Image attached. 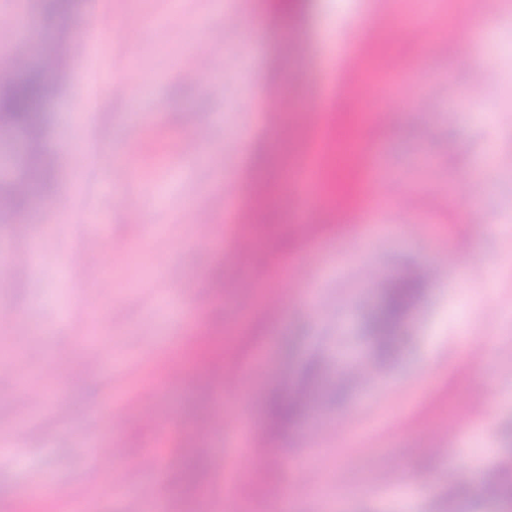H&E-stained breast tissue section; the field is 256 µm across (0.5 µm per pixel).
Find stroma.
Masks as SVG:
<instances>
[{"mask_svg":"<svg viewBox=\"0 0 512 512\" xmlns=\"http://www.w3.org/2000/svg\"><path fill=\"white\" fill-rule=\"evenodd\" d=\"M431 2L425 14L415 0H311L291 19L272 0H83L52 27L39 0H0V50L24 18L33 51L64 58L46 105L44 184L25 225L0 211V267L28 247L41 256L33 272L0 276V362L20 370L0 372V434L18 435L17 452L0 451V512H131L154 454L169 459L170 480L146 512H188L178 457L136 408L148 389L156 419L181 430V454L204 461L211 496L198 512H330L338 498L344 512H504L490 486L512 462V0H489L480 100L469 96L470 0ZM424 14L419 39L387 41L393 70L368 90L392 113L372 133L387 206L357 188L352 214L307 243L280 194L260 256L237 252L225 179L244 204L252 183L279 181L264 164L275 139L265 100L289 89L294 111L314 106L359 29ZM91 25L95 45L67 54ZM206 46L224 66L194 75ZM116 78L131 92L111 93ZM65 140L78 154L59 149ZM482 161L491 172L460 221L459 187ZM200 211L217 244L200 241ZM96 252L100 263L71 278L69 262ZM454 260L463 276L424 282L379 362L367 322L387 283ZM269 290L285 291L279 309L264 305ZM215 336L226 356L261 367L257 397L216 390L199 401L211 374L193 347ZM178 352L188 381L162 391ZM303 391L312 409L271 428L270 402ZM117 398L127 409L116 429ZM219 411L223 434L198 437L197 418ZM115 439L124 454L97 465L95 448ZM237 466L246 494L226 511L217 497ZM44 483L77 487L82 504L23 500Z\"/></svg>","mask_w":512,"mask_h":512,"instance_id":"obj_1","label":"stroma"}]
</instances>
